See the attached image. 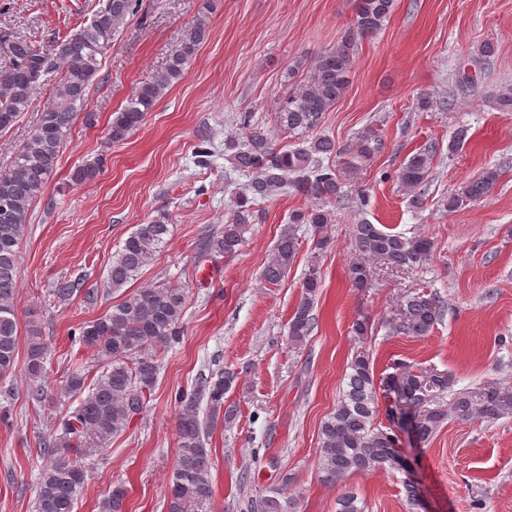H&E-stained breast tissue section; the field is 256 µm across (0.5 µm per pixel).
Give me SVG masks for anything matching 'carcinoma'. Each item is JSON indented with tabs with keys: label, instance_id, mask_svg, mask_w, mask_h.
Instances as JSON below:
<instances>
[{
	"label": "carcinoma",
	"instance_id": "obj_1",
	"mask_svg": "<svg viewBox=\"0 0 512 512\" xmlns=\"http://www.w3.org/2000/svg\"><path fill=\"white\" fill-rule=\"evenodd\" d=\"M394 0H354V24L335 47L314 56L310 64L298 60L289 69V91L275 109L276 126L291 136H304V146L281 150L275 147L270 132L252 121L250 112L239 115L242 137L224 140V154L237 172L249 178L235 209L219 232L209 234L208 252L215 257L235 256L255 220L256 206L277 190L291 186L310 198L311 204L291 212L263 267L270 284L279 283L293 264L299 248L297 230L310 225L314 232L315 254L331 244L328 227L334 223V208L344 200L342 182L336 167L322 163L337 154L336 141L316 135L323 115L330 111L348 88V75L357 40L376 35L385 26ZM141 9V0H105L89 24L55 40L49 46L37 44L11 32H0V53L7 65L0 70V132L16 125L30 107L38 90L49 87V100L40 112L37 124L15 151L11 165L0 170V377L15 371L18 349V312L15 295L18 288V259L26 236L32 206L41 199L53 176L63 147L88 101L89 87L96 80L101 58L112 45L128 17ZM207 15L201 14L186 31L164 69L135 88L126 105L113 113L108 141L119 144L138 129L166 92L184 74L197 47L208 38ZM307 67L303 78L297 72ZM378 133L362 131L346 150L348 169L371 159L378 149ZM433 150L424 148L409 157L398 172L401 186L416 194L426 186L432 167ZM97 158L77 166L70 174L73 185L93 179L101 170ZM500 174L487 168L448 194L445 207L452 212L469 201L490 199ZM170 233L168 218L161 213L124 241L112 260L107 287L115 292L134 279L165 244ZM359 258L350 266L353 286L369 285L372 258L409 269L432 257L434 245L423 234L405 236L391 233L365 219L353 226ZM322 277L311 261L301 282V298L289 319L288 340L297 347L314 328L313 306ZM186 303L181 288L148 285L124 301L113 305L102 316L79 328V341L93 350L101 373L92 386L86 385L87 373L69 372L62 393L77 400L60 416L56 430L43 442V454L50 463L41 474L34 512H73L78 493L86 483L85 459L93 457L112 443L130 424L144 404L159 373L160 353L180 339ZM443 315V302L435 293L408 294L402 301L399 317L389 322L397 335L425 336ZM45 348L32 340L27 354V372L36 378L44 364ZM394 384L388 378L377 379L370 354L359 350L351 357L345 374V387L335 410L320 428V481L334 485L351 473L405 470L397 449L394 430L379 421L380 414L390 416L392 408H380L381 399L395 395L401 405H426L431 389L448 388V376H434L432 387L424 383L422 372L403 362ZM241 372L219 370L201 379L191 393L178 397V454L169 480L168 512H204L212 498V462L210 434L218 425L234 421L235 409L226 403V394ZM206 400V416L200 417V400ZM462 418L476 417L488 422L512 415V393L488 387L475 392H460L451 407L431 408L420 418H411V428L422 442L429 440L444 422L448 412ZM126 491L116 485L101 501V512H124ZM292 499L277 492L263 496L253 505L254 512H288Z\"/></svg>",
	"mask_w": 512,
	"mask_h": 512
}]
</instances>
